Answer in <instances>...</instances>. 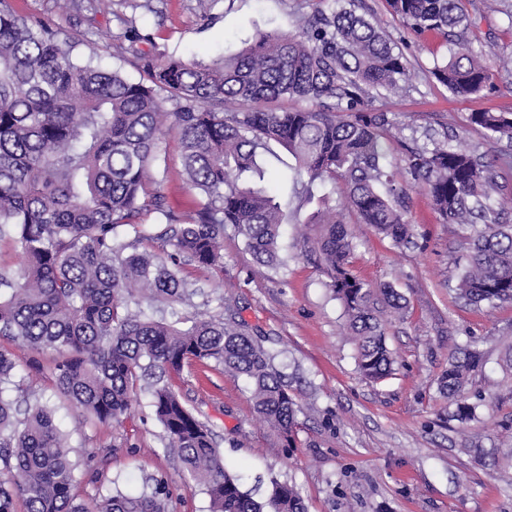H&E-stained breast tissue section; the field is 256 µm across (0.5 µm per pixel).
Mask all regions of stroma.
I'll list each match as a JSON object with an SVG mask.
<instances>
[{
    "label": "stroma",
    "mask_w": 512,
    "mask_h": 512,
    "mask_svg": "<svg viewBox=\"0 0 512 512\" xmlns=\"http://www.w3.org/2000/svg\"><path fill=\"white\" fill-rule=\"evenodd\" d=\"M407 59L411 79L395 95L377 98L403 129L388 142L398 187L408 194L414 243L398 248L371 228H362L350 269L371 284H392L410 303L407 319L386 331L398 364L380 383L361 377L353 344L344 329L342 307L326 288V274L307 257L305 212H289L281 239L286 266L275 272L256 263L232 227L224 229V270L193 265L183 276L202 291L197 312L210 315L228 300L253 336L294 366L292 389L304 407L297 447H274L266 426L255 417L244 379L221 367L193 365L178 381L180 396L217 436L226 465L242 477L243 490L261 496L271 478L293 483L308 512H512V464L476 460L477 448H512V371L504 353L512 345V307H476L457 299L458 268L465 261L470 229L442 223L424 188L404 170L409 145L457 136L458 142L491 164L499 189L494 195L500 223L512 224V144L483 138L467 126L470 113L512 112V68L495 72L496 88L466 98L452 96L431 74L448 47L432 36H415L391 15L386 0H364ZM18 15L43 21L94 43L96 61L139 79L136 59L122 37L124 22L150 36L157 51L208 61L236 53L260 31H296L299 12L315 0H214L201 14L197 0H148L132 8L112 0L108 12L81 13L58 0H11ZM476 19L463 32L475 48L512 59V0H465ZM161 149L166 168L156 169L150 186L169 210L191 212L196 196L182 175L173 135ZM293 159L280 147L264 154V183L278 202L292 197L284 174ZM477 343L485 364L467 388L478 400L477 418L461 423L448 417V401L436 379L457 347ZM18 376L31 399L47 403L76 449L100 451L98 476L78 472L85 503L113 488L133 492L145 478L168 481L172 512H208L201 487L182 473L165 451L163 430L148 406L146 390L134 396L133 413L123 426L91 420L65 399L54 379L55 353L31 356L13 351Z\"/></svg>",
    "instance_id": "stroma-1"
}]
</instances>
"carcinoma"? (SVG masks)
<instances>
[{
	"mask_svg": "<svg viewBox=\"0 0 512 512\" xmlns=\"http://www.w3.org/2000/svg\"><path fill=\"white\" fill-rule=\"evenodd\" d=\"M413 33L443 40L474 21L463 0H387ZM361 0H335L300 19L296 32H262L237 54L211 62L162 53L142 54L135 27L125 38L141 71L131 80L74 56L76 42L51 26L24 18L0 0V239L23 258L0 276V338L33 354L54 352L58 390L100 423L131 416L138 382L149 377L150 406L165 450L200 485L210 512H307L295 485L271 480L256 500L224 465L213 430L181 400L175 379L184 367L210 361L245 378L260 421L274 446L294 448L303 406L275 363L276 354L230 315L154 317L162 305L190 304L196 291L186 265L224 271V226L272 270L285 266L279 240L286 213L267 189L239 183L260 171L258 158L282 147L295 211L317 203L306 220L308 255L328 277L355 346L360 375L377 382L394 371L385 340L388 321L408 311L390 284L375 287L349 270L355 247L343 209L397 247L412 242L403 189L387 166L384 142L400 128L373 106L370 90L396 93L410 80L401 51L376 22L357 13ZM490 55L468 41L453 43L432 75L455 97L493 83ZM304 99L314 109L272 106ZM468 126L489 139L512 142V112H472ZM177 136L183 174L196 191V208L181 217L160 195H149L158 142ZM405 170L422 184L446 224L475 229L456 291L471 305H512V224L477 221L493 212L495 180L460 145L416 146ZM340 184L345 208L315 189ZM159 215L152 224L145 212ZM146 241L162 253L140 249ZM481 364L476 349H458L437 379L438 392L469 421L464 402ZM12 354L0 349V512H170L164 477L135 493L115 488L89 507L74 493L79 464L53 410L27 405Z\"/></svg>",
	"mask_w": 512,
	"mask_h": 512,
	"instance_id": "cac0c4a2",
	"label": "carcinoma"
}]
</instances>
